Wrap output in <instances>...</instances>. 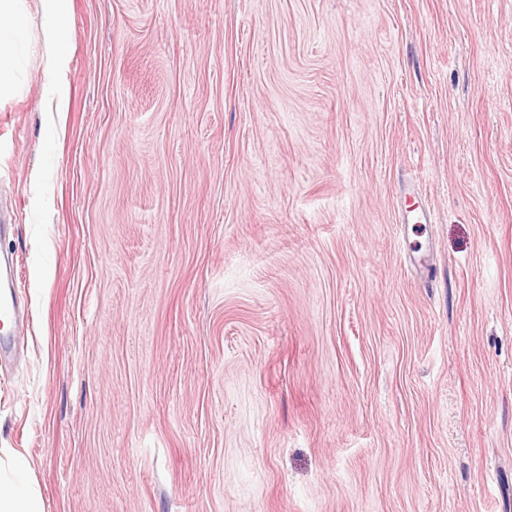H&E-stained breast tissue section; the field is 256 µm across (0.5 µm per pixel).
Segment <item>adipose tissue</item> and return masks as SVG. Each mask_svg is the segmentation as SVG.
<instances>
[{
  "mask_svg": "<svg viewBox=\"0 0 512 512\" xmlns=\"http://www.w3.org/2000/svg\"><path fill=\"white\" fill-rule=\"evenodd\" d=\"M47 67L60 68L67 59L70 41L67 0H42ZM24 0H0V93L16 81L19 59L26 47ZM29 465L20 454L0 455V512H45L38 489L29 479Z\"/></svg>",
  "mask_w": 512,
  "mask_h": 512,
  "instance_id": "ef3b65f1",
  "label": "adipose tissue"
}]
</instances>
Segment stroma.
I'll use <instances>...</instances> for the list:
<instances>
[{
  "label": "stroma",
  "instance_id": "35a3bbf8",
  "mask_svg": "<svg viewBox=\"0 0 512 512\" xmlns=\"http://www.w3.org/2000/svg\"><path fill=\"white\" fill-rule=\"evenodd\" d=\"M24 6L0 448L45 512H512V0H70L53 74Z\"/></svg>",
  "mask_w": 512,
  "mask_h": 512
}]
</instances>
